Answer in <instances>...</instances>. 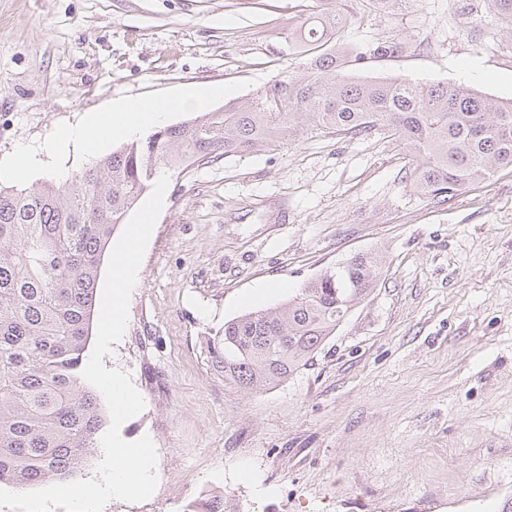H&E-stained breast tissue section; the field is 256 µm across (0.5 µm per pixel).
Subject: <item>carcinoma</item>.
I'll return each mask as SVG.
<instances>
[{"label": "carcinoma", "mask_w": 512, "mask_h": 512, "mask_svg": "<svg viewBox=\"0 0 512 512\" xmlns=\"http://www.w3.org/2000/svg\"><path fill=\"white\" fill-rule=\"evenodd\" d=\"M512 30V0H487ZM347 16L310 15L296 43L305 74L122 145L69 183L0 187V485L65 479L98 447L104 412L82 377L105 247L158 174L299 141L314 130L383 129L415 158L417 194L439 203L512 167V101L455 84L364 79L352 63L405 48L401 37L357 51L340 43ZM382 276L359 254L306 282L279 307L224 323L208 342L224 383L254 390L288 381Z\"/></svg>", "instance_id": "obj_1"}]
</instances>
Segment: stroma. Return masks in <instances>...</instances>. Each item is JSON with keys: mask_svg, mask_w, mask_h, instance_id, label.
<instances>
[{"mask_svg": "<svg viewBox=\"0 0 512 512\" xmlns=\"http://www.w3.org/2000/svg\"><path fill=\"white\" fill-rule=\"evenodd\" d=\"M324 8L347 14L351 47L407 40L358 76L512 100V31L485 0H0V159L125 98L254 97L303 72L292 34ZM411 168L383 132L318 131L170 175L103 359L145 400L120 434L151 437L158 486L104 512H183L207 490L237 512H436L452 488L478 493L479 512L512 502V169L438 204ZM367 252L380 281L305 369L225 385L207 354L225 321Z\"/></svg>", "mask_w": 512, "mask_h": 512, "instance_id": "35a3bbf8", "label": "stroma"}]
</instances>
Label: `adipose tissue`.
<instances>
[{"mask_svg": "<svg viewBox=\"0 0 512 512\" xmlns=\"http://www.w3.org/2000/svg\"><path fill=\"white\" fill-rule=\"evenodd\" d=\"M223 87L196 86L162 102L123 99L113 103L110 111L88 113L76 129L65 133L52 145V152L64 150L69 141H79L88 156L97 155L115 137L137 138L146 130L164 124L171 112L183 108H201Z\"/></svg>", "mask_w": 512, "mask_h": 512, "instance_id": "adipose-tissue-1", "label": "adipose tissue"}]
</instances>
